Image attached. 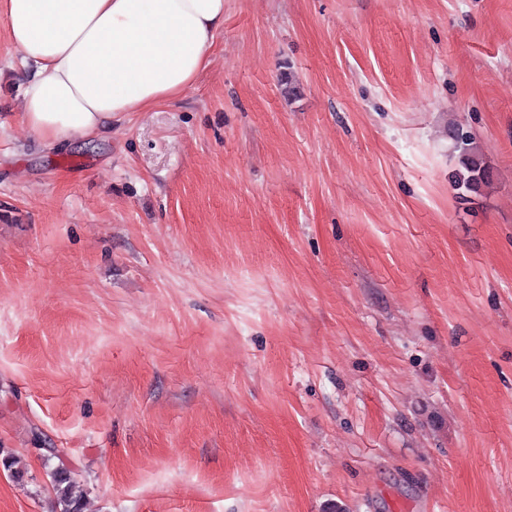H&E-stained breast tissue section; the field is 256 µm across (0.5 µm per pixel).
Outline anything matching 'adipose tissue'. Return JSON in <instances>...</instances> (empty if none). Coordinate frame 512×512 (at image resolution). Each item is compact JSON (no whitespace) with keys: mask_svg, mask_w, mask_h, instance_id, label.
Wrapping results in <instances>:
<instances>
[{"mask_svg":"<svg viewBox=\"0 0 512 512\" xmlns=\"http://www.w3.org/2000/svg\"><path fill=\"white\" fill-rule=\"evenodd\" d=\"M33 70L25 126L48 146L177 98L205 66L224 0H0Z\"/></svg>","mask_w":512,"mask_h":512,"instance_id":"obj_1","label":"adipose tissue"}]
</instances>
